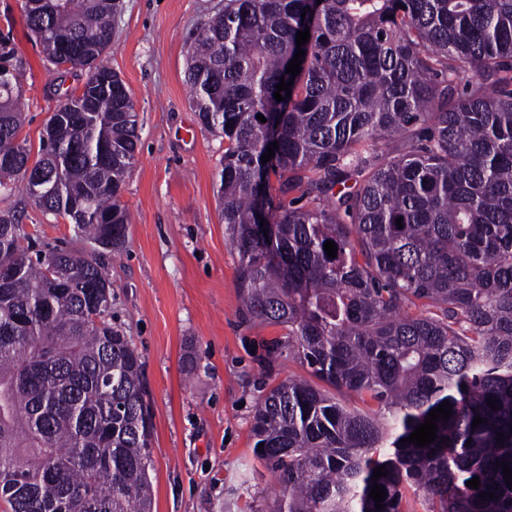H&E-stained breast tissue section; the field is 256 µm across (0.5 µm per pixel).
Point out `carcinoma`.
Listing matches in <instances>:
<instances>
[{
  "instance_id": "carcinoma-1",
  "label": "carcinoma",
  "mask_w": 512,
  "mask_h": 512,
  "mask_svg": "<svg viewBox=\"0 0 512 512\" xmlns=\"http://www.w3.org/2000/svg\"><path fill=\"white\" fill-rule=\"evenodd\" d=\"M35 2L25 26L47 61L87 71L88 85L108 70L119 0ZM62 37L86 54L63 51ZM187 55L191 106L224 137L216 186L240 259L241 314L282 327L268 354L288 351L315 378H288L257 406L256 455L278 491L256 512H377L380 465L382 512H411L415 499L428 512H512L495 470L502 459L512 468V0H224ZM23 66L10 38L0 41V190L29 163L53 171L56 190L36 207L89 242L110 218L104 250L120 249L121 188L139 142L116 117L126 96L72 113L32 163L18 140ZM282 79L293 84L278 102ZM403 134L404 152L373 163L379 144ZM273 177L308 204L271 208ZM78 195L87 205L71 215ZM4 236L0 512H151L142 362L112 327L111 305L89 303L86 286L110 283L99 253H32L9 212ZM445 401L453 414L434 443H400ZM476 415L485 423L474 428ZM476 476L479 488L466 486ZM495 485L497 499L479 497Z\"/></svg>"
}]
</instances>
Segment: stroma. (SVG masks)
Returning <instances> with one entry per match:
<instances>
[{
  "mask_svg": "<svg viewBox=\"0 0 512 512\" xmlns=\"http://www.w3.org/2000/svg\"><path fill=\"white\" fill-rule=\"evenodd\" d=\"M223 7L224 0H120L104 54L138 113L139 152L121 189L130 224L123 247L102 262L112 323L143 363L152 512H258L269 504L275 484L254 453L253 416L272 387L309 375L293 357L265 363L282 327L241 319L239 257L225 240L215 187L224 140L189 104L188 41ZM2 31L25 61L19 137L35 152L86 73L44 60L22 0H0ZM0 211L15 213L37 245L83 246L72 224L43 214L22 189L0 192Z\"/></svg>",
  "mask_w": 512,
  "mask_h": 512,
  "instance_id": "35a3bbf8",
  "label": "stroma"
}]
</instances>
